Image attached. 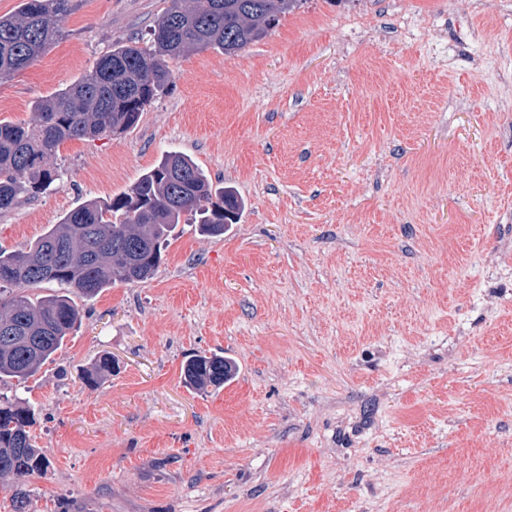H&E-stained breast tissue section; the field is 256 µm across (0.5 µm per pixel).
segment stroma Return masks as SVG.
<instances>
[{
	"mask_svg": "<svg viewBox=\"0 0 512 512\" xmlns=\"http://www.w3.org/2000/svg\"><path fill=\"white\" fill-rule=\"evenodd\" d=\"M167 5L75 0L0 120ZM171 69L136 127L64 142L0 213L24 249L172 152L245 205L219 237L184 215L151 280L77 297L80 328L0 386L51 461L29 512H512V0H301ZM203 352L235 362L224 387L185 383Z\"/></svg>",
	"mask_w": 512,
	"mask_h": 512,
	"instance_id": "1",
	"label": "stroma"
}]
</instances>
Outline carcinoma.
Segmentation results:
<instances>
[{"label":"carcinoma","instance_id":"1","mask_svg":"<svg viewBox=\"0 0 512 512\" xmlns=\"http://www.w3.org/2000/svg\"><path fill=\"white\" fill-rule=\"evenodd\" d=\"M149 43L130 39L112 48L78 81L36 105L33 121L0 122V212L47 189L57 173L47 158L72 139H99L137 125L172 79L169 63L189 48L238 51L261 38L301 0H169ZM73 0H22L0 16V78L36 61L60 35L59 17ZM242 209L228 188H216L189 156L166 155L129 193L88 201L67 213L26 251L0 250V382L24 381L62 348L81 322L71 294L94 296L120 282L152 279L168 237L188 212L200 230L224 234ZM45 283L56 293L32 296ZM116 363L101 356L84 381L95 386ZM236 365L218 353L192 356L184 380L219 388ZM28 402L0 395V476L41 475L50 460L35 444Z\"/></svg>","mask_w":512,"mask_h":512}]
</instances>
